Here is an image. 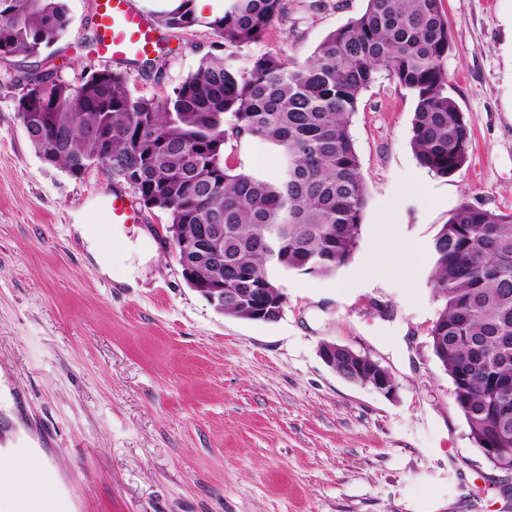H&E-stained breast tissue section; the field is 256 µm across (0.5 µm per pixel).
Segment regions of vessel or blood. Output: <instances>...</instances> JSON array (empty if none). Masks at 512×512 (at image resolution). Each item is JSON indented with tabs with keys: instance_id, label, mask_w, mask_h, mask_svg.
I'll return each instance as SVG.
<instances>
[{
	"instance_id": "vessel-or-blood-1",
	"label": "vessel or blood",
	"mask_w": 512,
	"mask_h": 512,
	"mask_svg": "<svg viewBox=\"0 0 512 512\" xmlns=\"http://www.w3.org/2000/svg\"><path fill=\"white\" fill-rule=\"evenodd\" d=\"M99 45L103 53L115 56L146 57L159 52L162 41L155 26L133 0H99ZM111 220L116 224H136L138 212L124 194L113 193L109 200Z\"/></svg>"
}]
</instances>
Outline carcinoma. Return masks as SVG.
Returning <instances> with one entry per match:
<instances>
[{"instance_id": "carcinoma-1", "label": "carcinoma", "mask_w": 512, "mask_h": 512, "mask_svg": "<svg viewBox=\"0 0 512 512\" xmlns=\"http://www.w3.org/2000/svg\"><path fill=\"white\" fill-rule=\"evenodd\" d=\"M191 0H169L158 25L198 22ZM284 0H223L208 25L224 55L203 58L162 98L133 94L128 74L75 81L32 69L6 72L31 100L17 107L41 160L71 175L100 162L193 240L224 228V262L186 256L193 288H263L274 304L291 272L331 276L357 250L367 187L350 134L361 94L384 72L415 96L411 145L418 164L446 178L469 159L471 129L448 96L452 49L443 0H368L300 63L267 54L241 65L238 50L261 40ZM70 25L66 0H0V62L37 56ZM245 134L278 160L273 174L224 160L228 136ZM428 284L443 302L429 332L455 403L480 450L512 453V213L467 202L431 243ZM336 370L370 383L336 349Z\"/></svg>"}]
</instances>
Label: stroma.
I'll list each match as a JSON object with an SVG mask.
<instances>
[{
	"instance_id": "35a3bbf8",
	"label": "stroma",
	"mask_w": 512,
	"mask_h": 512,
	"mask_svg": "<svg viewBox=\"0 0 512 512\" xmlns=\"http://www.w3.org/2000/svg\"><path fill=\"white\" fill-rule=\"evenodd\" d=\"M241 59L306 60L367 0H285ZM51 49L61 76L127 71L135 95L163 97L217 52L208 14L162 30L154 67L105 61L85 36L94 0H67ZM453 38L448 93L472 130L469 160L442 178L410 144L413 94L378 75L350 132L368 202L352 261L331 277L290 274L273 323L218 314L190 288L163 212L102 166L45 164L0 81V461L46 512H512V473L469 437L429 330L441 304L430 243L461 203L512 212V0H443ZM228 163L273 171L249 137ZM125 192L141 216L113 224ZM89 225L103 275L74 232ZM132 277L124 284L122 276ZM332 342L392 374L384 397L319 356Z\"/></svg>"
}]
</instances>
